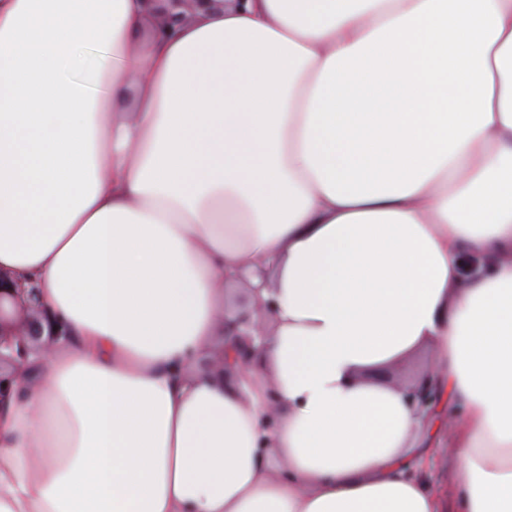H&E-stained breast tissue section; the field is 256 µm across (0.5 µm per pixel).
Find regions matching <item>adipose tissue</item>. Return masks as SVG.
Segmentation results:
<instances>
[{"instance_id":"adipose-tissue-1","label":"adipose tissue","mask_w":512,"mask_h":512,"mask_svg":"<svg viewBox=\"0 0 512 512\" xmlns=\"http://www.w3.org/2000/svg\"><path fill=\"white\" fill-rule=\"evenodd\" d=\"M260 270L227 387L198 362ZM0 271L68 331L0 406V512H512V0H248L167 41L144 0H0ZM423 348L448 496L368 377ZM246 289L247 294L240 300L244 309L234 320L222 318L224 348L214 358L200 362L203 371L216 373L224 381V386L231 383L241 370L258 363L265 338L270 335L275 301L263 300L261 287ZM444 412L443 407L439 408L436 414L433 417V426L432 433L435 437V444L440 442V444L433 445V448H428V452L426 455V459L424 463L419 468V475L421 477V481L427 485L428 487L434 488L438 485H441L447 482L448 475V495H451V487H450V471L452 465L455 461V456L452 454H448L446 448L449 447L443 444L442 441V427L444 420ZM445 447V448H444Z\"/></svg>"}]
</instances>
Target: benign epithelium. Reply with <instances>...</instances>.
I'll return each mask as SVG.
<instances>
[{
  "label": "benign epithelium",
  "instance_id": "obj_1",
  "mask_svg": "<svg viewBox=\"0 0 512 512\" xmlns=\"http://www.w3.org/2000/svg\"><path fill=\"white\" fill-rule=\"evenodd\" d=\"M147 8L156 17V35H176L199 11L210 9L216 0H146ZM243 310L233 320L222 319L224 348L213 358L201 361L203 371L216 373L224 384L231 383L237 374L258 363L266 336L270 335V318L276 303L264 300L260 288H249L241 299ZM67 336L65 327L52 321L39 306L38 288L16 283L0 272V347L14 349V354H0V363L8 361L12 371H0V402L16 390L33 389L34 381L21 368L29 353L50 351L53 344ZM434 372L425 370L414 377L405 388L407 404L417 412H431L441 400L433 379ZM282 411L275 392L269 393L265 427L273 428Z\"/></svg>",
  "mask_w": 512,
  "mask_h": 512
}]
</instances>
